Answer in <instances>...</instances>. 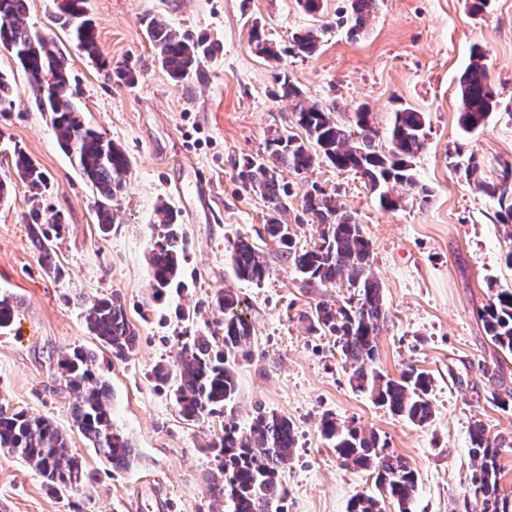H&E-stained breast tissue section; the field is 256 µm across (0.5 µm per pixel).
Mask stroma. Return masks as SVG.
<instances>
[{
    "instance_id": "35a3bbf8",
    "label": "stroma",
    "mask_w": 512,
    "mask_h": 512,
    "mask_svg": "<svg viewBox=\"0 0 512 512\" xmlns=\"http://www.w3.org/2000/svg\"><path fill=\"white\" fill-rule=\"evenodd\" d=\"M322 4L319 14L310 15L298 0H89L104 57L130 61L139 71L132 86L106 82L68 32L53 29L69 55L74 101L86 122L131 161L106 235L95 219L91 186L60 149L20 65L0 52V73L16 88L13 108L0 112V180L11 185L0 205V295L19 305L14 325L0 331V404L52 418L91 473L90 480L56 495L32 464L0 451V512H146L156 495L168 498L171 512H225L223 500L207 490L216 471L206 449L214 420L185 423L169 394L149 379L157 363L174 362L185 337L212 320L211 299L224 288L244 297L257 337L253 359L236 368L232 419L244 429L257 409L272 410L288 416L297 434L295 457L280 473L288 488L284 512H346L351 498L376 492L370 473L344 465L321 436L319 420L326 413L378 433L388 451L416 468L412 512H461L477 469L471 425L482 420L490 435L505 440L500 487L512 496V410L486 400L499 386L512 388V357L490 342L481 320L497 291L512 289V268L504 261L512 239L497 220L496 200L448 161L457 148L476 152L490 179L512 164V0H492L477 16L467 0H379L374 18L356 36L336 24L347 0ZM148 15L218 44L200 77L184 86L169 78L146 35ZM323 24L329 30L316 54L290 52L292 32ZM255 29L273 43L279 60L257 53ZM475 47L485 54L498 106L483 129L468 135L458 123L459 77ZM283 75L307 102L333 108L342 123L359 106L368 108L382 134L401 109L426 115L425 147L414 168L431 191L428 201H405L396 185L392 193L401 206L383 210L358 175L324 164L301 173L288 169L282 178L292 191L284 220L298 246H306L314 232L313 225L294 221L312 188L335 196L361 225L390 312L378 365L394 377L411 365L431 372L434 414L427 425L392 415L352 389L333 337L309 332L301 319L314 300L264 231L268 203L238 178L247 161L263 153L271 131L293 127L295 101L282 92ZM17 147L47 177L43 223L58 213L67 225L54 242L65 268L59 281L45 274L22 220L30 192L11 166ZM202 173L215 186L206 205L176 191ZM163 204L178 212L189 243L185 274L192 286L170 303L196 308L191 324L173 312H144L148 255ZM240 237L255 244L268 267L261 284L234 274L229 250ZM114 293L140 336L128 360L114 358L89 334L85 309L74 302ZM74 345L94 352L110 385L112 421L137 452L128 469L113 470L72 425L74 396L55 358Z\"/></svg>"
}]
</instances>
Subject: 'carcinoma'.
<instances>
[{
  "label": "carcinoma",
  "instance_id": "cac0c4a2",
  "mask_svg": "<svg viewBox=\"0 0 512 512\" xmlns=\"http://www.w3.org/2000/svg\"><path fill=\"white\" fill-rule=\"evenodd\" d=\"M27 0H0V46L7 44L27 75L38 105L51 113V124L60 147L68 153L79 173L92 186L94 212L102 233L112 230V202L124 189L130 161L124 150L107 136L90 127L83 112L73 102L69 81V58L58 47L49 30H34L23 21ZM52 22L70 33L80 52L94 62L109 81L133 85L138 71L127 62L110 63L98 43L94 22L88 16L87 0H53ZM378 9V0H348L347 13L338 23L348 26L351 35L363 30ZM146 33L161 67L172 81L185 84L200 75L204 59L214 46L174 30L155 15L144 19ZM324 28L304 29L291 35L290 50L305 56L316 53ZM484 54L471 52L470 63L459 87V125L467 133L484 127L497 107L496 93L489 77ZM283 93L297 99L295 125L303 131H277L266 139L263 154L252 159L238 173L244 186L271 204L265 231L292 259L302 287L317 300L301 314L309 331L335 339L341 359L350 368L349 383L360 393L386 408L391 414L417 425L430 422L433 409L429 400L433 376L414 366L400 377L383 373L378 366L379 340L387 330L389 311L383 288L371 261V243L362 228L336 198L315 188L303 198L297 223L315 227L312 243L298 248L290 225L281 219L288 210L290 185L281 172L306 171L316 163H327L340 171H353L378 198L384 210H394L401 199L390 194L389 184L406 187L421 202L427 201L428 188L416 178L413 160L425 146L426 116L403 109L394 113L387 133L389 146L376 142L370 113L362 108L353 112L356 130L336 122L333 110L301 100L300 90L288 75L279 77ZM15 90L10 78L0 73V112L12 108ZM484 159L472 152L466 163L456 167L466 181L473 182L486 196L497 201V220L509 229L512 240V167L495 180L483 177ZM16 175L28 186L31 207L24 214L30 235L48 276L59 280L64 270L52 247L67 225L56 221L42 224L40 199L47 189L44 173L21 148L14 149ZM160 226L149 254L151 300L162 303L171 290L189 288L183 262L187 260L186 238L178 231L177 214L163 205ZM230 263L237 278L263 282L268 269L257 247L240 238L230 249ZM346 287L348 301L335 303L327 298L329 289ZM239 295L231 288L217 291L211 301L213 320L205 329L186 337L175 363H158L150 373L153 386L172 392L178 413L187 422H200L224 416L237 394L235 369L239 361L254 356L256 336L250 320L240 308ZM18 308L8 295L0 297V330L9 329ZM88 331L111 348L112 355L127 359L136 353L139 334L129 322L125 305L117 295L98 298L86 305ZM490 341L512 356V289L498 291L481 313ZM58 374L74 395L71 408L73 426L89 447L116 470L128 468L136 453L131 440L114 427L107 405L110 387L99 375L95 356L81 346L64 348L56 358ZM489 402L503 410L512 408V388L491 392ZM320 433L330 442L338 459L347 466L373 475L377 494L357 495L347 512H385V502L398 512H411L418 474L398 456L386 452V442L374 432L339 422L330 413L319 423ZM473 457L480 461L472 479L469 496L474 512H512V499L500 493L501 443L490 437L485 425L475 420L470 431ZM0 449L36 467L52 493L64 491L90 477L78 457L69 450L68 434L44 416L0 406ZM207 451L217 461L208 491L224 499L229 512H283L284 486L279 478L283 466L296 453L294 427L288 416L257 409L249 429L242 430L232 420L224 422V434L212 439Z\"/></svg>",
  "mask_w": 512,
  "mask_h": 512
}]
</instances>
